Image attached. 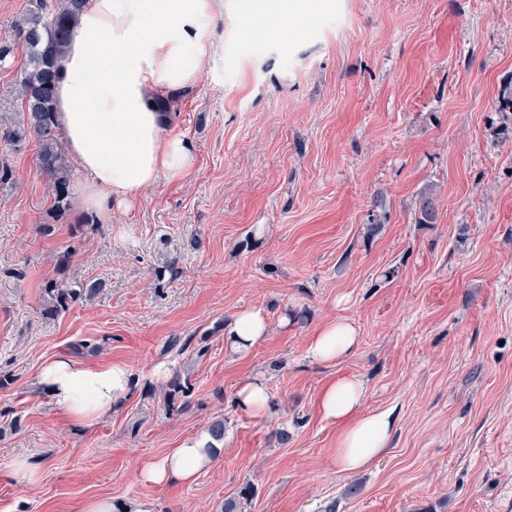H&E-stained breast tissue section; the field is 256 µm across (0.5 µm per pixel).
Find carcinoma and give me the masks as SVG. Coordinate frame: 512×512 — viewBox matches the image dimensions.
Segmentation results:
<instances>
[{"mask_svg": "<svg viewBox=\"0 0 512 512\" xmlns=\"http://www.w3.org/2000/svg\"><path fill=\"white\" fill-rule=\"evenodd\" d=\"M85 3L86 0L42 3L22 24L18 39L26 47L27 63L15 80V98L20 101L21 111L13 122L0 126V143L14 149L27 142L35 144L38 164L53 182L54 210L59 215L74 205L70 185L75 173L54 123L56 61L67 47ZM95 288V283L84 281L47 283L45 314L58 317L67 313Z\"/></svg>", "mask_w": 512, "mask_h": 512, "instance_id": "cac0c4a2", "label": "carcinoma"}]
</instances>
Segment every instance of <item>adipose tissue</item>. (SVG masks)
<instances>
[{
    "label": "adipose tissue",
    "instance_id": "adipose-tissue-1",
    "mask_svg": "<svg viewBox=\"0 0 512 512\" xmlns=\"http://www.w3.org/2000/svg\"><path fill=\"white\" fill-rule=\"evenodd\" d=\"M220 0H87L57 62L55 125L81 175L80 194L99 221L128 205L160 176L178 179L194 164L191 141L170 133L157 101L192 85L211 49L202 39ZM268 331L262 311L238 313L224 327L228 349L242 353ZM358 333L346 320L323 325L308 342L317 362L348 357ZM135 381L123 362L93 365L62 353L46 361L36 382L77 425L93 426L126 399ZM362 380L342 375L322 390L319 411L336 425V465L363 469L389 446V411L364 407ZM209 433L186 439L138 478L154 485L188 484L221 455Z\"/></svg>",
    "mask_w": 512,
    "mask_h": 512
}]
</instances>
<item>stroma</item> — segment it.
I'll use <instances>...</instances> for the list:
<instances>
[{
	"label": "stroma",
	"mask_w": 512,
	"mask_h": 512,
	"mask_svg": "<svg viewBox=\"0 0 512 512\" xmlns=\"http://www.w3.org/2000/svg\"><path fill=\"white\" fill-rule=\"evenodd\" d=\"M223 2L197 80L166 96L185 177L107 224L81 204L59 217L33 145L0 147V512H221L248 485L243 512H512V0ZM74 280L101 288L46 316V284ZM248 309L269 329L236 354L224 325ZM336 319L356 349L311 360ZM62 352L138 383L76 426L35 382ZM344 374L395 418L357 473L318 407ZM253 376L260 416L236 403ZM217 420L224 451L195 482L138 481ZM269 400L268 387L260 377L247 378L238 387V405L253 415H261L267 412Z\"/></svg>",
	"instance_id": "stroma-1"
}]
</instances>
